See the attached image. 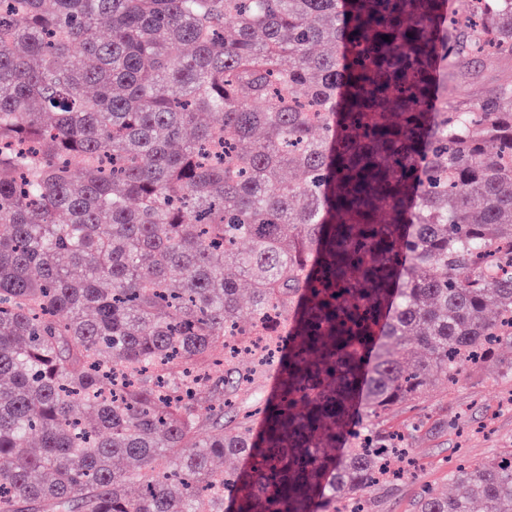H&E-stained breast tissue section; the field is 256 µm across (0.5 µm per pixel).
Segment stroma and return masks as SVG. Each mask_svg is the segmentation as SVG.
Segmentation results:
<instances>
[{"label":"stroma","instance_id":"obj_1","mask_svg":"<svg viewBox=\"0 0 512 512\" xmlns=\"http://www.w3.org/2000/svg\"><path fill=\"white\" fill-rule=\"evenodd\" d=\"M512 77V59L482 57L449 80L448 90L470 100ZM512 349L500 347L494 359L467 368L455 385L436 379L419 402L399 409L392 425L410 438L415 472L371 490L366 512H416L421 487L456 496L463 488L448 479L450 471L477 464L512 448Z\"/></svg>","mask_w":512,"mask_h":512}]
</instances>
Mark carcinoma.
Returning <instances> with one entry per match:
<instances>
[{"instance_id":"carcinoma-1","label":"carcinoma","mask_w":512,"mask_h":512,"mask_svg":"<svg viewBox=\"0 0 512 512\" xmlns=\"http://www.w3.org/2000/svg\"><path fill=\"white\" fill-rule=\"evenodd\" d=\"M490 52L512 0H0V512H364L512 343V80L441 84ZM450 478L512 512V448Z\"/></svg>"}]
</instances>
